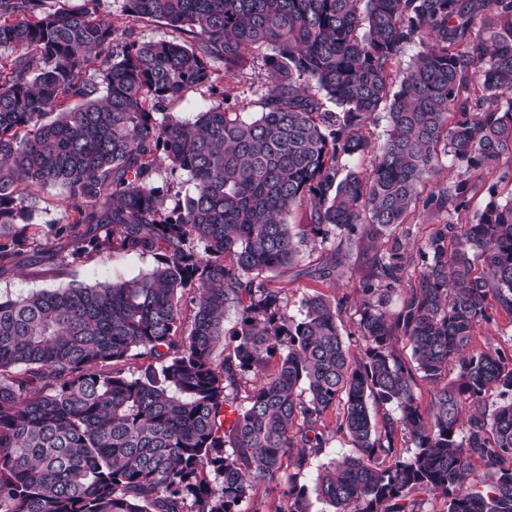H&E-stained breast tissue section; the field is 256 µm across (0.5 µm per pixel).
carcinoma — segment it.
<instances>
[{
	"mask_svg": "<svg viewBox=\"0 0 512 512\" xmlns=\"http://www.w3.org/2000/svg\"><path fill=\"white\" fill-rule=\"evenodd\" d=\"M99 2L0 0V48L16 53L0 62V271L49 258L64 277L110 250L156 265L0 296V512H241L261 486L282 489L275 512H309L307 470L337 434L354 454L314 487L332 512H423L435 495L446 512H512V400L465 413L512 393V357L472 349L488 310L512 317V199L455 223L478 191L469 172L512 180V0H125L127 16L190 46L121 32ZM258 50L254 116L227 111L214 86L195 116L165 111L216 64L234 80ZM368 154L369 169L351 165ZM446 157L459 178L424 192ZM163 165L195 184L171 208ZM32 189L63 191L71 219L31 231ZM418 213L441 223L414 279L394 232ZM357 226L372 252L359 357L342 302L308 295L294 321L267 281L304 242ZM230 304L241 318L218 362ZM141 350L157 364L126 373ZM420 380L434 389L426 411ZM388 404L397 413L377 423L372 407ZM477 466L489 480H471Z\"/></svg>",
	"mask_w": 512,
	"mask_h": 512,
	"instance_id": "cac0c4a2",
	"label": "carcinoma"
}]
</instances>
